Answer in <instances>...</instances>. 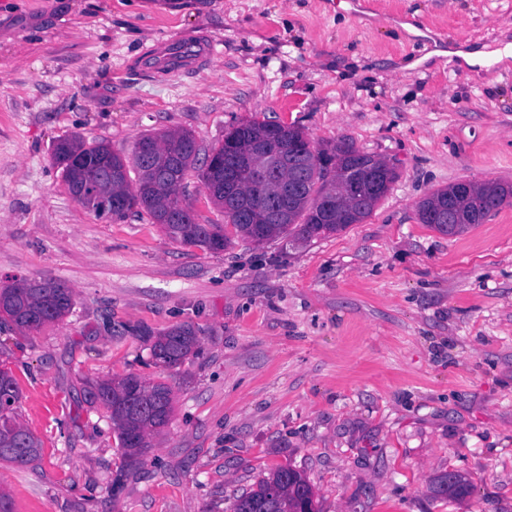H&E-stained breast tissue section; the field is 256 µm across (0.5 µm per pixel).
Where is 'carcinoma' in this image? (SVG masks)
<instances>
[{
	"label": "carcinoma",
	"instance_id": "carcinoma-1",
	"mask_svg": "<svg viewBox=\"0 0 512 512\" xmlns=\"http://www.w3.org/2000/svg\"><path fill=\"white\" fill-rule=\"evenodd\" d=\"M271 123L248 120L229 130L247 148L270 137ZM280 141L285 150L294 152L298 174L302 177V190L288 205L281 219L261 224L237 223L236 211L255 205L257 198H266L271 188H260L248 181L233 187L224 186V143L208 151L215 164L202 170L204 188L213 202L224 213L222 224H201L189 205L180 199V189L187 171L194 166L200 148L194 135L187 130L143 134L138 142L161 143L159 152L167 162L166 172L157 178L144 165L137 154L128 159L116 152L104 140H87L74 134L60 139L53 148V160L61 169L67 188L82 186L92 193L104 189L102 176L109 170L119 174L113 189L127 196L128 211L146 212L156 224L162 225L166 235L185 246L207 251L224 250L232 244L227 227L251 242L260 245L274 239L294 238L311 241L341 232L352 224L369 218L380 196L366 195L362 204L353 208L338 198L336 207L324 211L317 201L329 194L325 168L318 163L324 157L334 156L342 161L349 177L359 183L382 160L357 149L353 142L342 139L333 144L307 148L303 131L294 125H279ZM136 172L131 180L130 172ZM476 198L458 200L455 219L459 221L457 233L474 224H481L502 207V200L512 198V184L485 181L475 185ZM449 191L437 189L422 198L415 206L417 219L426 224V213L448 207ZM74 305L71 289L54 281H36L26 278L0 287V308L8 318L5 322L17 329L29 330L61 320ZM138 335L150 344L154 364L175 368L186 359L199 354L197 331L191 326H177L156 333L147 326L137 330ZM92 401L104 405L110 412L112 429L119 447L133 465L143 463L151 439L168 424L173 399L171 388L162 382L149 383L135 374L97 381L89 391ZM20 390L16 378L0 368V460L23 466L39 459L41 441L18 421ZM471 492L470 481L459 475L454 487L448 486V474L443 473L434 481L438 497L461 500ZM232 512H317L315 493L305 474L291 467H277L260 479L256 487L243 493L232 506Z\"/></svg>",
	"mask_w": 512,
	"mask_h": 512
}]
</instances>
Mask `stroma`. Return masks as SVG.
I'll list each match as a JSON object with an SVG mask.
<instances>
[{"label": "stroma", "instance_id": "stroma-1", "mask_svg": "<svg viewBox=\"0 0 512 512\" xmlns=\"http://www.w3.org/2000/svg\"><path fill=\"white\" fill-rule=\"evenodd\" d=\"M202 34L216 54L200 71L133 64ZM507 44L512 0H0V286L74 293L54 324L0 325L42 443L0 464L12 512H231L281 465L319 512H512V203L454 237L415 214L462 179L512 183V61L461 58ZM251 118L350 139L399 178L327 238L208 252L144 213L97 217L51 157L75 133L128 156L184 129L205 150ZM179 325L200 355L155 367L138 328ZM128 373L174 398L136 467L88 395ZM451 469L465 499L433 493Z\"/></svg>", "mask_w": 512, "mask_h": 512}]
</instances>
